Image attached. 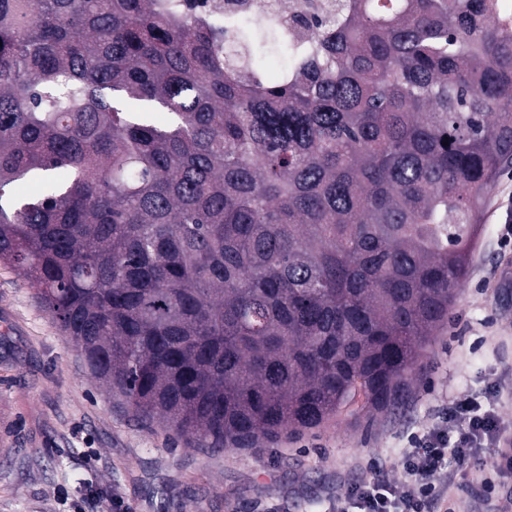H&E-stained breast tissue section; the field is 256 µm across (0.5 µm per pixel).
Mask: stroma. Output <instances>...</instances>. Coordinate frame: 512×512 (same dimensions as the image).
<instances>
[{
	"mask_svg": "<svg viewBox=\"0 0 512 512\" xmlns=\"http://www.w3.org/2000/svg\"><path fill=\"white\" fill-rule=\"evenodd\" d=\"M512 169L488 200L469 278L407 407L263 449L211 455L137 424L90 376L20 271L0 263V512H336L347 486L390 478L413 434L456 399L512 392Z\"/></svg>",
	"mask_w": 512,
	"mask_h": 512,
	"instance_id": "1",
	"label": "stroma"
}]
</instances>
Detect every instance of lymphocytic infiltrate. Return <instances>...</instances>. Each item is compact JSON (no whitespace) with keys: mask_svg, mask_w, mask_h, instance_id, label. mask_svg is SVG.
<instances>
[{"mask_svg":"<svg viewBox=\"0 0 512 512\" xmlns=\"http://www.w3.org/2000/svg\"><path fill=\"white\" fill-rule=\"evenodd\" d=\"M405 454L400 478H370L347 487L337 512H431L441 503L452 480L445 472L448 459L465 461L477 449H495L499 463L512 466V435L506 434L496 411L473 398L452 401L425 431L414 434Z\"/></svg>","mask_w":512,"mask_h":512,"instance_id":"1","label":"lymphocytic infiltrate"}]
</instances>
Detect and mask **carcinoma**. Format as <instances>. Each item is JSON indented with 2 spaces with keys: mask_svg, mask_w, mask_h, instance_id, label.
Instances as JSON below:
<instances>
[{
  "mask_svg": "<svg viewBox=\"0 0 512 512\" xmlns=\"http://www.w3.org/2000/svg\"><path fill=\"white\" fill-rule=\"evenodd\" d=\"M191 2L0 0V262L198 448L397 409L512 167V25L498 0ZM255 60L267 81L277 80L288 68V51L279 46L275 48L256 46Z\"/></svg>",
  "mask_w": 512,
  "mask_h": 512,
  "instance_id": "obj_1",
  "label": "carcinoma"
}]
</instances>
